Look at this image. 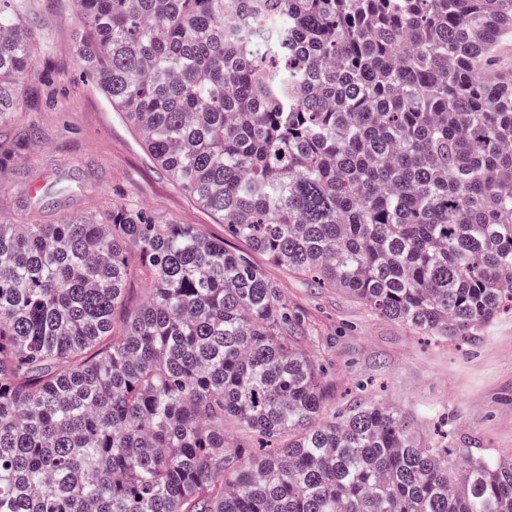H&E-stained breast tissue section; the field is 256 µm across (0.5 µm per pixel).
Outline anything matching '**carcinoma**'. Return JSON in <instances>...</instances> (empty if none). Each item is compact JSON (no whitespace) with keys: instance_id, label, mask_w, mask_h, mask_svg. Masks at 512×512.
I'll use <instances>...</instances> for the list:
<instances>
[{"instance_id":"obj_1","label":"carcinoma","mask_w":512,"mask_h":512,"mask_svg":"<svg viewBox=\"0 0 512 512\" xmlns=\"http://www.w3.org/2000/svg\"><path fill=\"white\" fill-rule=\"evenodd\" d=\"M76 10L91 80L231 236L430 336L512 310V92L478 54L512 0ZM39 43L0 10V105ZM299 331L190 224L131 204L0 219V512H512V458L376 403L321 420Z\"/></svg>"}]
</instances>
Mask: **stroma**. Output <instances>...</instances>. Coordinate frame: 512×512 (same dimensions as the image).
I'll use <instances>...</instances> for the list:
<instances>
[{"mask_svg":"<svg viewBox=\"0 0 512 512\" xmlns=\"http://www.w3.org/2000/svg\"><path fill=\"white\" fill-rule=\"evenodd\" d=\"M13 4L40 31L41 47L0 115V218L54 224L130 201L160 221L195 225L246 253L300 317L298 346L322 371L324 418L360 400L384 402L410 414L428 437L449 430L476 455L512 454L511 311L465 341L427 336L227 237L223 218L152 160L92 84L76 53L83 26L73 0Z\"/></svg>","mask_w":512,"mask_h":512,"instance_id":"35a3bbf8","label":"stroma"}]
</instances>
